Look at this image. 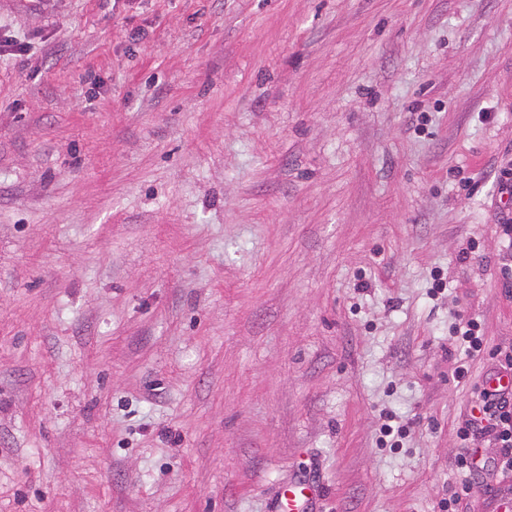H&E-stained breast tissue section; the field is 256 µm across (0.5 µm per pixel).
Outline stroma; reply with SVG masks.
I'll use <instances>...</instances> for the list:
<instances>
[{"mask_svg": "<svg viewBox=\"0 0 512 512\" xmlns=\"http://www.w3.org/2000/svg\"><path fill=\"white\" fill-rule=\"evenodd\" d=\"M0 39V512H271L305 467L317 512H443L488 370L449 327L512 344V0H0ZM457 321L452 328L450 345L454 348V354L456 353L457 363L460 364L455 370V378L462 379L468 374V360L478 356L485 350V346L481 324L476 318L459 316Z\"/></svg>", "mask_w": 512, "mask_h": 512, "instance_id": "35a3bbf8", "label": "stroma"}]
</instances>
